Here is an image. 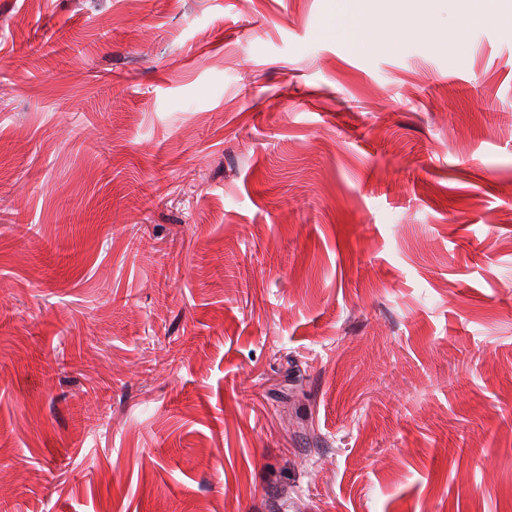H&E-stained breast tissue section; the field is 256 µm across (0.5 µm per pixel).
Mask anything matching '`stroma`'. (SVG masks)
<instances>
[{"mask_svg":"<svg viewBox=\"0 0 512 512\" xmlns=\"http://www.w3.org/2000/svg\"><path fill=\"white\" fill-rule=\"evenodd\" d=\"M399 2L0 0V512H512V31ZM366 1L368 0H343L339 2H341L342 10L360 41L363 44H372L376 28L374 27L375 22L366 10Z\"/></svg>","mask_w":512,"mask_h":512,"instance_id":"35a3bbf8","label":"stroma"}]
</instances>
